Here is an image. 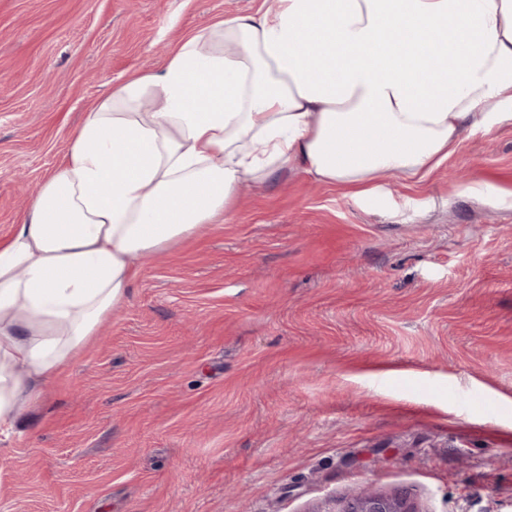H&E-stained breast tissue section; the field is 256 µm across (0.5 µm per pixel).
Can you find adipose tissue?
<instances>
[{
	"label": "adipose tissue",
	"mask_w": 512,
	"mask_h": 512,
	"mask_svg": "<svg viewBox=\"0 0 512 512\" xmlns=\"http://www.w3.org/2000/svg\"><path fill=\"white\" fill-rule=\"evenodd\" d=\"M512 123V0H269L182 39L86 113L0 243V435L21 424L138 261L287 168L363 200L464 131Z\"/></svg>",
	"instance_id": "1"
}]
</instances>
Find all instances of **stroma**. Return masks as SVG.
<instances>
[{"mask_svg": "<svg viewBox=\"0 0 512 512\" xmlns=\"http://www.w3.org/2000/svg\"><path fill=\"white\" fill-rule=\"evenodd\" d=\"M262 5L0 0V240L85 112ZM510 194L512 123L367 200L244 182L0 437V512H336L368 488L512 512Z\"/></svg>", "mask_w": 512, "mask_h": 512, "instance_id": "obj_1", "label": "stroma"}]
</instances>
